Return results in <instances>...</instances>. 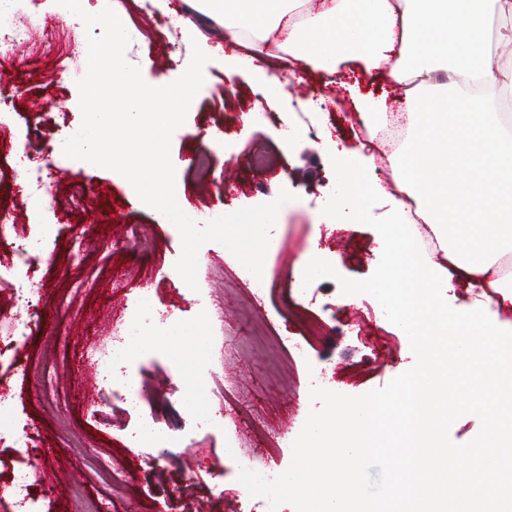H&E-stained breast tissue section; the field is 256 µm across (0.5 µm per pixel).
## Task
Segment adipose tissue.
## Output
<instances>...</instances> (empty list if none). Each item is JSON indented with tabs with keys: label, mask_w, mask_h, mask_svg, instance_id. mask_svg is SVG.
Masks as SVG:
<instances>
[{
	"label": "adipose tissue",
	"mask_w": 512,
	"mask_h": 512,
	"mask_svg": "<svg viewBox=\"0 0 512 512\" xmlns=\"http://www.w3.org/2000/svg\"><path fill=\"white\" fill-rule=\"evenodd\" d=\"M224 27L228 74L261 77L259 92L284 100V83L268 74L275 53L284 64L331 74L344 59L363 61L405 91L409 135L392 156V179L373 175L372 159L352 148L334 155L341 195L330 220L349 224L360 198L387 201V223L374 237L387 257L373 281L352 293L377 294L403 336L419 346L423 368L399 396L342 408L343 430L326 418L300 440L299 462L282 488L302 512H512V71L494 68L490 44H512V0H496L489 27L485 0H184ZM417 212L437 238V252L413 247ZM466 281L470 303L449 310L444 298ZM142 339L140 351L165 348L201 401L195 366L204 336L184 342ZM465 376L490 413L464 456L485 462L453 468L445 444L455 411V382ZM397 453L400 469L380 502L347 483L367 453Z\"/></svg>",
	"instance_id": "adipose-tissue-1"
}]
</instances>
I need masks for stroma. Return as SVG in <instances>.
<instances>
[{"label": "stroma", "mask_w": 512, "mask_h": 512, "mask_svg": "<svg viewBox=\"0 0 512 512\" xmlns=\"http://www.w3.org/2000/svg\"><path fill=\"white\" fill-rule=\"evenodd\" d=\"M119 4L135 32L125 56L140 68L146 83L173 82L185 71L192 42L223 41L224 31L202 32L174 26L180 0H86ZM21 13L38 12L45 23L25 50L0 48V70L23 92L14 101L8 128L0 130V214L7 240H31L38 224L54 233L28 273L14 284L36 289L40 317L21 344L0 347V387L15 401L12 440L0 444V512L13 501L10 477L33 465L61 474L59 484L38 491L35 512H70L73 495L99 501L103 512H262L267 490L247 485L238 459L282 478L298 460V439L331 411L332 402L355 403L395 395L421 361L415 345L401 336L373 293L341 302L346 287L369 281L383 265L370 240L382 223L383 203L363 199L358 223L344 228L326 221L327 207L316 193L331 175L328 154L307 134L282 148L278 125L264 120L271 106L252 91L249 77L227 79L224 61L214 57L203 69L204 83L185 124L172 137L170 157L181 183L180 201L190 212L210 206L244 208L275 199L288 190L271 234L283 241L268 252L271 286L250 299L241 265L222 245L199 252V292L171 287L168 278L181 255L177 229L159 212L138 203L128 181L116 172L84 164L53 177V198L35 213L31 189L15 152L20 141L45 149L58 129L82 123L76 83L55 85L65 60L56 52L63 34L86 37L83 22L55 18V0H17ZM290 111L305 113L346 147L364 146L375 165L389 166V154L374 138L360 135L355 109L360 97L385 100L405 111L402 91L382 76H369L357 61L340 64L331 75L308 69L289 77ZM321 109H312L313 99ZM218 129L222 147L207 133ZM263 147L271 161L254 166L251 156ZM318 254L330 276L312 280L298 307L285 312L282 300L289 275L302 257ZM168 312L175 324L208 338L203 406L184 403L186 382L173 374L164 350L128 362L126 379L163 383L162 399L114 407L112 385L95 375L93 360L110 353L114 326L127 319L141 295ZM460 406L448 422V461L468 466L459 449L480 435L484 414L459 383ZM178 428L187 449H173L154 467L144 448L130 442L150 409ZM234 446L226 454V446ZM113 469L114 482H98L92 469ZM231 487L219 495L218 485Z\"/></svg>", "instance_id": "obj_1"}]
</instances>
